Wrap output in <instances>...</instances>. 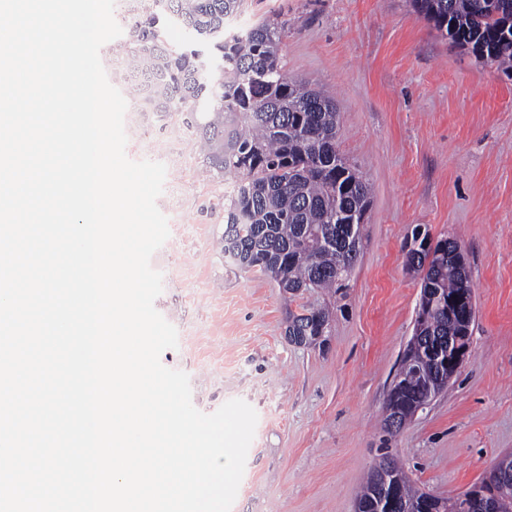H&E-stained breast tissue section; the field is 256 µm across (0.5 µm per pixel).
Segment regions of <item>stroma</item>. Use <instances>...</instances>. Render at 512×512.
I'll list each match as a JSON object with an SVG mask.
<instances>
[{"mask_svg": "<svg viewBox=\"0 0 512 512\" xmlns=\"http://www.w3.org/2000/svg\"><path fill=\"white\" fill-rule=\"evenodd\" d=\"M282 25L289 76L330 96L340 153L371 187L360 254L341 293L293 297L221 251L224 182L178 117L125 97L126 154L164 163L157 204L170 235L151 259L157 311L178 332L160 360L188 374L202 412L241 399L258 416L231 512H353L379 457L441 499L480 483L512 451V71L476 57L411 0H241L234 26ZM455 238L470 270L471 356L398 433L386 405L414 333L416 231ZM329 306L324 337L298 346L289 312Z\"/></svg>", "mask_w": 512, "mask_h": 512, "instance_id": "obj_1", "label": "stroma"}]
</instances>
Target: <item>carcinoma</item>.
<instances>
[{
    "instance_id": "obj_1",
    "label": "carcinoma",
    "mask_w": 512,
    "mask_h": 512,
    "mask_svg": "<svg viewBox=\"0 0 512 512\" xmlns=\"http://www.w3.org/2000/svg\"><path fill=\"white\" fill-rule=\"evenodd\" d=\"M240 0H154L135 15L122 45L133 56L131 76L140 111L178 116L201 142L208 171L224 178V221L241 233L245 260L293 296L341 285L359 248L340 240L343 227L361 238L370 187L336 148L338 112L322 92L291 79L281 66L282 35L265 21L232 28ZM415 11L459 47L512 67V0H412ZM177 21L193 32L188 47L169 44L163 28ZM430 289L433 308L419 322L421 341L403 361L420 368L404 380L393 405L406 416L428 393L443 389L430 347L465 336L470 325L441 300L470 286L467 267L447 239L412 265ZM329 323L323 307L288 314L287 333L302 345L311 323ZM387 481L369 473L357 501L383 512L384 483L408 512L422 492L394 458Z\"/></svg>"
}]
</instances>
